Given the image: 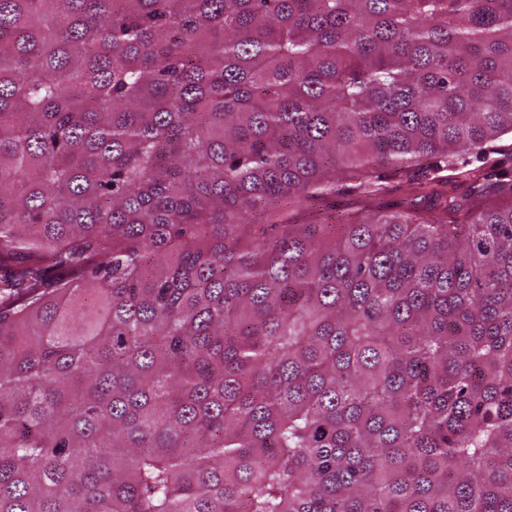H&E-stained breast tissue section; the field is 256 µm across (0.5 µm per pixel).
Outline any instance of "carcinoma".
Segmentation results:
<instances>
[{
  "instance_id": "1",
  "label": "carcinoma",
  "mask_w": 512,
  "mask_h": 512,
  "mask_svg": "<svg viewBox=\"0 0 512 512\" xmlns=\"http://www.w3.org/2000/svg\"><path fill=\"white\" fill-rule=\"evenodd\" d=\"M508 133L512 0H0V512H512ZM462 158L468 162L464 168L448 169V171L435 175L447 176L448 180H456L455 174L458 171L480 168V171L491 175L490 182L499 179L505 181L512 179V136L508 134L491 143L481 155L466 154Z\"/></svg>"
}]
</instances>
